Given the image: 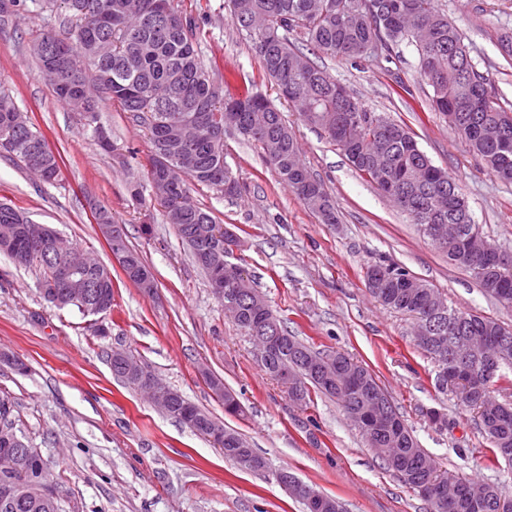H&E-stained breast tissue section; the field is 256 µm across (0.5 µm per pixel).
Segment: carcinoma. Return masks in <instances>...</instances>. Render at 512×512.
Listing matches in <instances>:
<instances>
[{"mask_svg": "<svg viewBox=\"0 0 512 512\" xmlns=\"http://www.w3.org/2000/svg\"><path fill=\"white\" fill-rule=\"evenodd\" d=\"M59 2L65 8L61 32L45 33L30 45L40 76L70 107L80 85L99 82L103 99L118 102L148 132L149 180L171 168L186 175L182 181L168 182L171 198L165 202V216L207 277L224 269V246L211 243L209 232L217 220L193 201L190 185L206 186L229 198L240 193V184L224 160V133L230 129L261 146L265 162L322 223H339L332 196L302 163L298 142L283 114L266 98L248 91L236 97L224 95L201 57L190 20L175 6L162 16L155 10V0H42V7L51 10ZM228 7L232 25L258 55L265 77L299 120L323 131L352 166L414 223L461 225L460 236L437 248L448 255L449 262L473 272L468 252L477 243L470 241V235L482 238L484 234L473 222L455 179L433 163L406 126L369 111L304 52L309 44L323 54L356 62L371 55L374 43L414 47L421 77L432 89L434 110L448 119V127L493 175L512 183V149L500 147L503 137L512 143V108L502 103L488 75L477 69L463 35L437 0H228ZM56 42L67 44L68 51L65 64L51 70L46 65ZM16 112L10 96L0 93V132ZM98 112L96 103L90 115L81 119L94 126L100 145L109 149L110 139L98 126ZM0 151L17 158L26 169L40 166L52 180L59 174L58 159L46 136L28 120L13 128L10 145L0 144ZM49 230L24 211L0 202V243L8 239L20 246L0 253L19 265L39 266L41 288L48 284L55 262L44 237ZM118 247L126 256L121 266L125 278L138 284V273L147 270L141 253L124 238ZM87 277L92 290L112 292L108 268H103L101 276L89 272ZM475 280L487 295L512 309V278L500 281L488 271ZM365 281L383 307L414 319L429 317L438 295V290L395 264L369 266ZM224 289L239 299L241 313L235 323L247 336H253L265 314L272 315L282 341L279 350L259 366L272 378L282 369L295 373L297 391H288L295 404L308 405L315 393L336 401L347 414L383 406L392 422L369 416L359 432L393 475L411 487L421 474L438 482L445 494L456 497L457 512H497L494 503L503 498L499 486L439 470L367 368L354 363L362 377L356 389L340 378L327 386L309 365L334 376L336 359L350 363L353 359L337 350L316 349L288 334L272 310L256 305L262 296L253 281L233 280ZM464 335L480 338L475 364L481 363L488 348L500 368L512 370V345L501 350L496 344L498 338L512 342V326L479 316L465 325ZM109 363L127 385L141 388L138 379L124 375L125 365L135 364L134 355L116 348ZM209 385L224 397L226 413L242 412L239 400L220 380L212 379ZM483 399L474 392L469 407L479 411L480 428L492 452L498 459L506 452L512 454V403L500 402L495 411L483 412ZM167 414L202 436L217 427L207 412L177 391ZM223 448L224 458L243 470L269 469L267 459L232 428L224 429ZM477 487L487 493L479 507L469 501L470 491ZM293 498L304 504L306 512H343L340 502L325 494L311 498L298 493Z\"/></svg>", "mask_w": 512, "mask_h": 512, "instance_id": "cac0c4a2", "label": "carcinoma"}]
</instances>
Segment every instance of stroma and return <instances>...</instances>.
I'll return each instance as SVG.
<instances>
[{
  "instance_id": "35a3bbf8",
  "label": "stroma",
  "mask_w": 512,
  "mask_h": 512,
  "mask_svg": "<svg viewBox=\"0 0 512 512\" xmlns=\"http://www.w3.org/2000/svg\"><path fill=\"white\" fill-rule=\"evenodd\" d=\"M479 71L512 104V0H438ZM190 16L203 60L227 94L251 90L273 101L292 127L301 155L336 201L340 221L324 224L264 162L260 147L235 132L224 158L241 186L226 198L192 188L193 199L240 238L232 262L290 333L317 348L348 353L373 371L406 424L440 469L496 483L512 497V463L494 462L475 412L435 386L437 368L414 344L407 317L384 309L365 286L368 266L388 261L438 288L449 305L512 325V310L487 297L449 263L409 216L351 165L324 134L298 120L259 60L233 27L226 0H174ZM61 13L23 0L0 22V91L46 136L60 162L52 182L0 153V201L46 224L112 270V311L83 315L39 292L36 267L0 255V394L14 403L16 427L49 466L66 512H304L271 477L238 469L211 439L156 410L113 375L112 348L131 351L163 385L213 419L244 434L273 468L338 499L345 512H428L427 503L363 443L342 409L324 397L294 405L265 375L256 350L214 295L204 272L166 223L148 181L151 144L131 113L101 106L111 149L58 101L28 52L32 39L58 31ZM317 63L372 112L407 126L434 164L455 177L475 224L512 250V184L469 153L431 106L414 47L402 44L351 62L317 55ZM139 197H132V189ZM108 208L154 275V293L126 280L93 218ZM223 380L244 413L225 414L206 382ZM439 411L435 425L430 411Z\"/></svg>"
}]
</instances>
